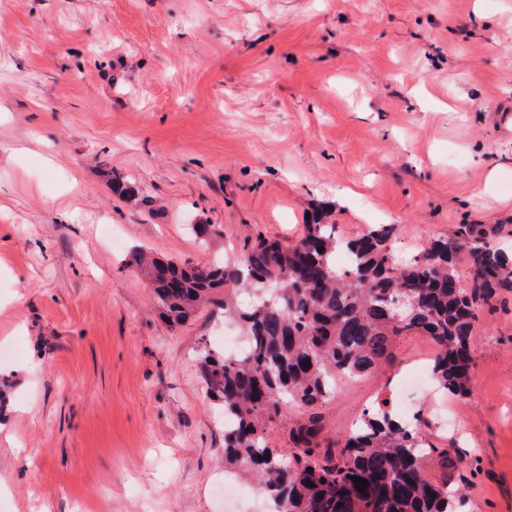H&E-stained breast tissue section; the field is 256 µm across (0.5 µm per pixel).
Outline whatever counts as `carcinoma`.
I'll list each match as a JSON object with an SVG mask.
<instances>
[{
    "label": "carcinoma",
    "mask_w": 512,
    "mask_h": 512,
    "mask_svg": "<svg viewBox=\"0 0 512 512\" xmlns=\"http://www.w3.org/2000/svg\"><path fill=\"white\" fill-rule=\"evenodd\" d=\"M499 231L461 224L399 263L390 226L348 239L320 205L291 245L259 235L232 261L191 265L136 255L134 262L173 328L215 303L223 288L270 289L266 303L244 308L224 296V316L239 324L245 348L235 355L207 349L200 364L224 407L225 467L255 479L277 512H457L462 498L420 470L425 439L389 411L363 412L337 456L319 451L314 416L290 430V450L270 443L264 423L284 401L317 409L336 393L337 380L372 374L389 339L403 332L430 337L434 381L468 396L477 311L512 292V252L491 243ZM341 249L352 257L346 269L334 261ZM461 257L471 268L467 284L456 270ZM354 476L367 480L365 492Z\"/></svg>",
    "instance_id": "1"
}]
</instances>
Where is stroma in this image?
I'll use <instances>...</instances> for the list:
<instances>
[{
    "label": "stroma",
    "mask_w": 512,
    "mask_h": 512,
    "mask_svg": "<svg viewBox=\"0 0 512 512\" xmlns=\"http://www.w3.org/2000/svg\"><path fill=\"white\" fill-rule=\"evenodd\" d=\"M320 204L401 259L460 224L512 242V0H0V512H225L199 354L238 330L214 304L169 327L131 256L292 243ZM388 352L318 409L323 445L406 408L461 512H512V293L468 398L397 393L429 337Z\"/></svg>",
    "instance_id": "35a3bbf8"
}]
</instances>
